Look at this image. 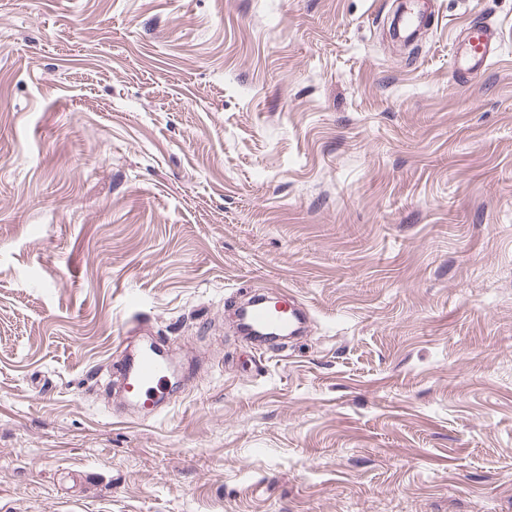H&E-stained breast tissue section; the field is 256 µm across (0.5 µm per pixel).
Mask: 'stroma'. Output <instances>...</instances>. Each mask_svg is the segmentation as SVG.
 <instances>
[{
  "instance_id": "obj_1",
  "label": "stroma",
  "mask_w": 512,
  "mask_h": 512,
  "mask_svg": "<svg viewBox=\"0 0 512 512\" xmlns=\"http://www.w3.org/2000/svg\"><path fill=\"white\" fill-rule=\"evenodd\" d=\"M426 2L0 0V512H512V0ZM491 30L480 20H473L461 33L460 54L453 56V65L459 71L478 70L487 68L493 56ZM240 323V331L244 335L253 332H272L289 338L298 334L303 324L296 308L289 306V309H286L278 304L266 302L252 306ZM163 343L135 352L125 349L111 364L110 376L122 384L126 399L143 409L170 402L171 367Z\"/></svg>"
}]
</instances>
